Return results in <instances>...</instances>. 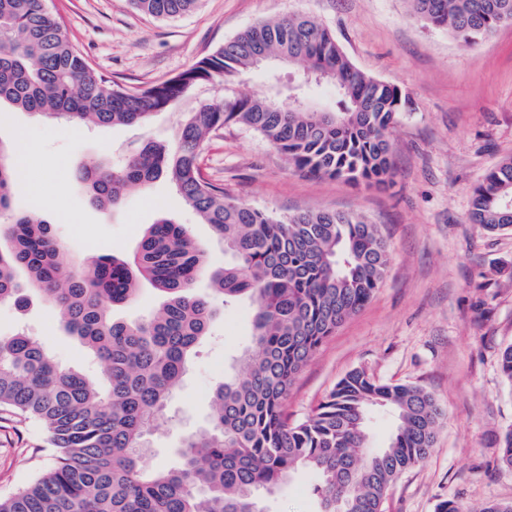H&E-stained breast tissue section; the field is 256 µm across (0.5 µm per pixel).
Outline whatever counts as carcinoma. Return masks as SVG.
<instances>
[{"instance_id":"1","label":"carcinoma","mask_w":512,"mask_h":512,"mask_svg":"<svg viewBox=\"0 0 512 512\" xmlns=\"http://www.w3.org/2000/svg\"><path fill=\"white\" fill-rule=\"evenodd\" d=\"M141 13L176 19L198 0H132ZM424 25L473 43L512 24V0H408ZM275 58L298 69L295 101L274 83L262 94L242 77ZM219 83L224 97L189 112L176 145L143 142L114 166L104 159L77 179L101 209L129 190L166 177L181 202L224 242L213 267L187 230L168 218L149 225L130 258L84 264L54 237L35 209H12L20 181L17 144L0 138V305L21 306L23 289L59 311L101 367L106 387L59 366L30 337L0 336V408L38 423L55 449L53 468L0 512H264L299 468L313 471L320 512H382L389 487L433 450L443 410L410 383H384L363 369L347 373L300 421L285 406L298 374L384 279L389 251L377 225L344 211L276 215L229 197L203 177L199 159L230 125L262 136L296 172L366 185L391 182V133L409 96L358 69L332 31L297 15L260 22L183 73L146 88L121 86L94 69L44 0H0V103L73 126H144L194 87ZM335 90L327 108L313 91ZM512 159L473 189L470 219L489 231L512 226ZM26 273L27 284L19 280ZM202 277L211 294H195ZM146 283L165 295L135 321L111 309ZM249 302V346L212 394L208 423L187 435L176 465H145L151 438L201 341L223 307ZM395 427L372 446V408Z\"/></svg>"}]
</instances>
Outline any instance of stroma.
I'll use <instances>...</instances> for the list:
<instances>
[{
    "label": "stroma",
    "mask_w": 512,
    "mask_h": 512,
    "mask_svg": "<svg viewBox=\"0 0 512 512\" xmlns=\"http://www.w3.org/2000/svg\"><path fill=\"white\" fill-rule=\"evenodd\" d=\"M47 5L90 64L124 86L174 77L259 21L305 14L334 33L358 69L411 98L412 111L391 136L395 168L385 187L295 173L260 135L237 126L209 142L200 167L256 208L362 214L387 242L382 284L299 373L288 393L289 419L304 418L354 369L418 385L444 416L429 459L390 486L383 512H437L444 500L479 512L489 501L512 500V467L500 461L501 440L512 428V386L499 367L501 349L512 344V227L491 232L469 220L475 185L512 158V26L464 44L412 17L407 0H199L175 20L146 16L130 0ZM222 95L220 86H197L142 128L70 127L0 107V137L17 140L29 164L14 189V210L37 209L80 258L132 255L145 228L165 216L186 228L210 262L223 264V243L178 203L166 179L126 194L112 212L92 205L76 178L81 165L98 158L120 165L133 142L174 143L189 112ZM21 330L59 365L102 382L99 365L38 296L20 308L0 305V335ZM249 332L248 304L227 307L187 366L171 418L155 434L149 468L173 465L183 437L208 422L212 393ZM54 462L39 425L0 411V498ZM314 482L311 472L298 471L267 498L266 512H320Z\"/></svg>",
    "instance_id": "35a3bbf8"
}]
</instances>
